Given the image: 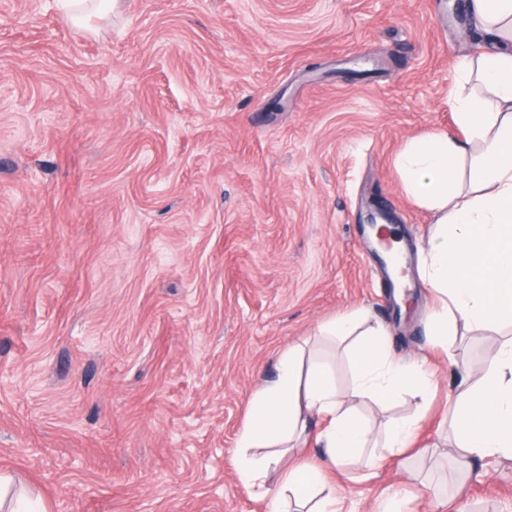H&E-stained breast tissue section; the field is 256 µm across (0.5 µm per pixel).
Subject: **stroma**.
<instances>
[{
    "label": "stroma",
    "mask_w": 512,
    "mask_h": 512,
    "mask_svg": "<svg viewBox=\"0 0 512 512\" xmlns=\"http://www.w3.org/2000/svg\"><path fill=\"white\" fill-rule=\"evenodd\" d=\"M462 0H115L86 28L0 0V471L47 512H266L239 480L248 400L288 346L336 358L359 312L433 375L360 412L343 512L447 483L416 512H512V461L469 481L454 381L425 336L429 211L397 153L456 131L448 96L484 41ZM407 243L397 311L369 210ZM412 449L371 467L390 420Z\"/></svg>",
    "instance_id": "obj_1"
}]
</instances>
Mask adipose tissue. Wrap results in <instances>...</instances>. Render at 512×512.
I'll use <instances>...</instances> for the list:
<instances>
[{
	"mask_svg": "<svg viewBox=\"0 0 512 512\" xmlns=\"http://www.w3.org/2000/svg\"><path fill=\"white\" fill-rule=\"evenodd\" d=\"M487 48L461 61L463 79L481 89L449 99L461 131L427 133L397 157L408 194L432 212L435 227L419 253V276L431 289L430 334L461 382L448 422L461 464L512 459V339L482 373L462 366L460 331L512 327V0H470ZM469 169L468 188L455 174ZM319 336L346 340L349 397L387 403L408 394L428 403L433 381L423 365L394 351L382 324L353 315L321 324ZM330 358L298 344L278 360L276 378L247 403L237 438L241 482L269 512H342L336 474L371 439L368 423L339 399ZM322 450L304 457L308 444Z\"/></svg>",
	"mask_w": 512,
	"mask_h": 512,
	"instance_id": "1",
	"label": "adipose tissue"
}]
</instances>
